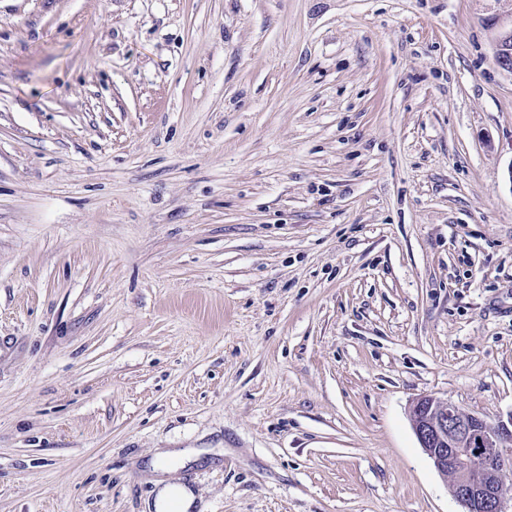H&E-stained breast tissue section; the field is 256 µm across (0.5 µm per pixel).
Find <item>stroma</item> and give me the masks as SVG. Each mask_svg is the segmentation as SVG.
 I'll return each mask as SVG.
<instances>
[{
	"label": "stroma",
	"instance_id": "35a3bbf8",
	"mask_svg": "<svg viewBox=\"0 0 512 512\" xmlns=\"http://www.w3.org/2000/svg\"><path fill=\"white\" fill-rule=\"evenodd\" d=\"M512 0H0V512H460L512 413ZM495 59L503 71L512 75V26L499 33L495 45ZM411 421L435 469L451 477L461 512H508L498 481L512 461V413L507 422H488L449 400L422 396L412 402ZM177 462L169 452L159 453L153 462L155 496L152 507L156 512H189L197 508V495L186 483L171 480L165 475L176 468Z\"/></svg>",
	"mask_w": 512,
	"mask_h": 512
}]
</instances>
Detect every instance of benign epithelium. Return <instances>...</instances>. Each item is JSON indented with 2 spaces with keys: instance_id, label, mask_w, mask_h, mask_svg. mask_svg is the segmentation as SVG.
Masks as SVG:
<instances>
[{
  "instance_id": "obj_1",
  "label": "benign epithelium",
  "mask_w": 512,
  "mask_h": 512,
  "mask_svg": "<svg viewBox=\"0 0 512 512\" xmlns=\"http://www.w3.org/2000/svg\"><path fill=\"white\" fill-rule=\"evenodd\" d=\"M495 59L512 74V27L499 33ZM411 421L435 469L451 477L462 512H506L499 476L512 463V415L489 422L450 401L422 396L412 402Z\"/></svg>"
}]
</instances>
